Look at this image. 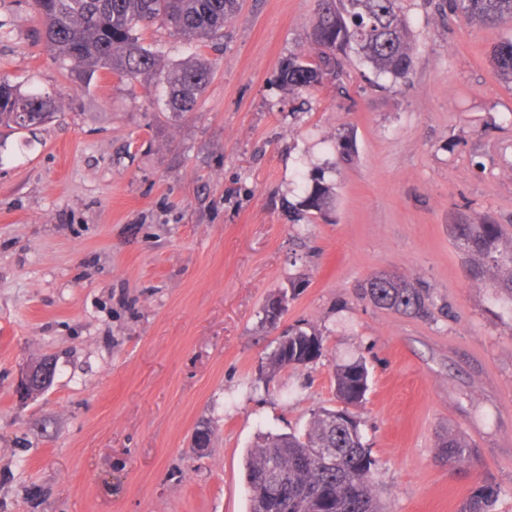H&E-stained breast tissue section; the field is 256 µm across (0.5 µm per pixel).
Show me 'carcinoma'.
<instances>
[{
  "label": "carcinoma",
  "instance_id": "obj_1",
  "mask_svg": "<svg viewBox=\"0 0 512 512\" xmlns=\"http://www.w3.org/2000/svg\"><path fill=\"white\" fill-rule=\"evenodd\" d=\"M239 0H29L46 47L78 76L89 78L108 71L134 80L149 74L158 55L143 43V32L160 22L188 41L204 46L222 36L224 23L238 10ZM443 16L464 15L480 25L512 22V0H439ZM311 38L315 56H291L280 64L279 83L290 91L319 85L327 77L344 92L343 76L352 56L378 74L406 77L413 66V46L401 0H317ZM497 75L512 82V39L491 53ZM211 69L196 58L176 67L168 76V105L190 112L209 83ZM58 98L0 80V126L17 132L52 121ZM339 160H352L355 149L349 135L336 137ZM335 200L334 187L317 174L298 203L300 211L327 218ZM505 225L492 218L466 219L453 225L457 247L468 256V278L493 289L512 304V240H504ZM362 295L375 306L415 318L432 317L429 289L379 273L360 285ZM271 355V365L283 368L296 360L307 365L322 355L320 334L300 326L286 330ZM337 399L344 411L364 405L369 371L362 360L336 366ZM448 462L460 467L476 459V451L459 433H448L438 443ZM374 461L363 442L360 419L348 422L337 411L314 414L302 435L267 434L258 438L245 461L250 512H298V500L307 499L311 512H382L370 480ZM501 488L486 479L479 482L458 512H494Z\"/></svg>",
  "mask_w": 512,
  "mask_h": 512
}]
</instances>
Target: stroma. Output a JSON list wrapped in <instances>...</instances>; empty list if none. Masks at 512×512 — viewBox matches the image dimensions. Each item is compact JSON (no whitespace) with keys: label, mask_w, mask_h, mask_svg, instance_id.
<instances>
[{"label":"stroma","mask_w":512,"mask_h":512,"mask_svg":"<svg viewBox=\"0 0 512 512\" xmlns=\"http://www.w3.org/2000/svg\"><path fill=\"white\" fill-rule=\"evenodd\" d=\"M402 7L408 77L356 59L340 96L330 79L277 80L315 53L316 0H240L201 48L155 25L156 72L88 82L26 0H0V78L58 95L61 112L33 134L0 127V512H250L258 434L340 409L334 368L358 358L385 512H458L484 477L512 512V305L468 279L449 230L512 224V83L490 63L512 24ZM197 56L212 79L194 111L170 112L166 77ZM320 172L328 221L296 208ZM380 272L431 289L432 318L361 299ZM289 290L283 325L315 329L323 354L274 372L262 307ZM45 357L51 386L20 398L22 369ZM451 429L479 450L470 468L438 453Z\"/></svg>","instance_id":"obj_1"}]
</instances>
